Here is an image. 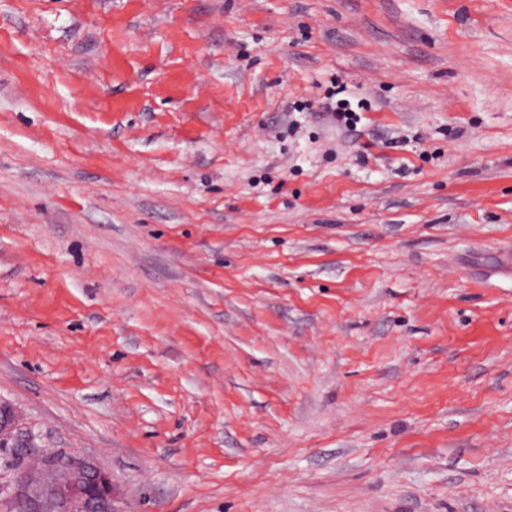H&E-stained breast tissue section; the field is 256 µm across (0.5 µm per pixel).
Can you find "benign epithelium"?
Here are the masks:
<instances>
[{"instance_id":"1","label":"benign epithelium","mask_w":512,"mask_h":512,"mask_svg":"<svg viewBox=\"0 0 512 512\" xmlns=\"http://www.w3.org/2000/svg\"><path fill=\"white\" fill-rule=\"evenodd\" d=\"M0 447L22 459L13 476L0 482L10 512H115L112 476L94 460L49 454L30 465L39 453L37 436L22 431L18 412L1 399Z\"/></svg>"}]
</instances>
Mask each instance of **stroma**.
Instances as JSON below:
<instances>
[{"label": "stroma", "instance_id": "35a3bbf8", "mask_svg": "<svg viewBox=\"0 0 512 512\" xmlns=\"http://www.w3.org/2000/svg\"><path fill=\"white\" fill-rule=\"evenodd\" d=\"M0 399L116 512H512V0H0Z\"/></svg>", "mask_w": 512, "mask_h": 512}]
</instances>
